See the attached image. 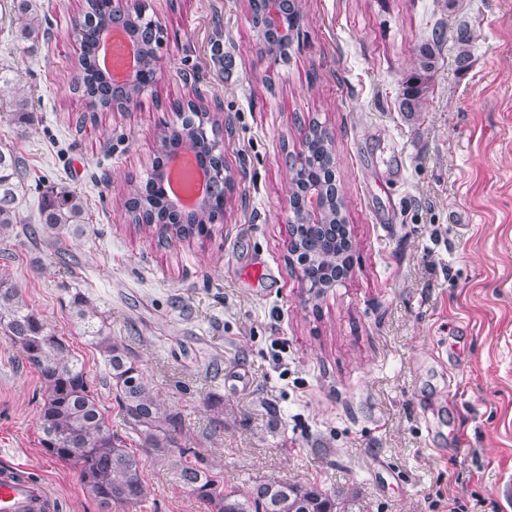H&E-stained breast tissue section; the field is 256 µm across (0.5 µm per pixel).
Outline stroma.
<instances>
[{
    "label": "stroma",
    "mask_w": 512,
    "mask_h": 512,
    "mask_svg": "<svg viewBox=\"0 0 512 512\" xmlns=\"http://www.w3.org/2000/svg\"><path fill=\"white\" fill-rule=\"evenodd\" d=\"M20 40L0 0V69L27 92L31 125L0 149L26 177L19 224L0 228V271L83 365L114 434L130 448L105 384V355L67 307L84 293L143 368L181 447L226 487L273 478L343 490L341 512H512V0H308L287 63L258 50L247 0H146L167 36L162 77L127 110L77 125L80 0H34ZM473 31L467 68L456 30ZM441 27L422 111L399 109L416 50ZM221 108L235 204L205 240L158 243L125 207L145 183L156 136L178 104ZM335 133L352 266L312 300L288 264L287 155L304 126ZM84 195L90 222L68 265L31 241L43 192ZM39 373L0 336V461L50 483L58 512H100L70 465L45 454ZM173 453L148 459V497L113 512H208L175 480ZM17 10L21 14L29 15L28 20L19 31V37L21 40H31L35 37L36 31L41 27V21H39L37 11L33 8L32 0H15Z\"/></svg>",
    "instance_id": "obj_1"
}]
</instances>
